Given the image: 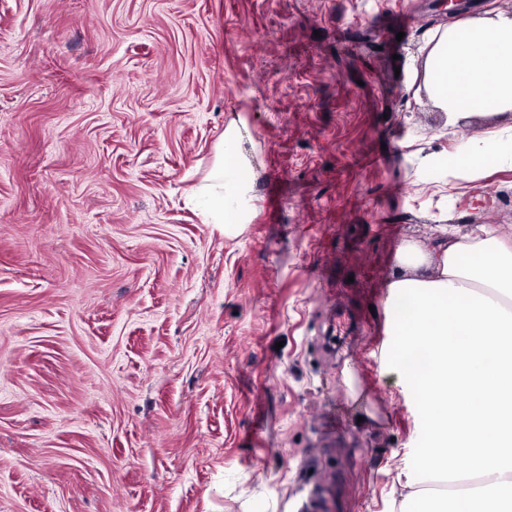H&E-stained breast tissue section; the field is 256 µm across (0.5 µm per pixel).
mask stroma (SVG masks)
I'll use <instances>...</instances> for the list:
<instances>
[{
	"label": "stroma",
	"instance_id": "1",
	"mask_svg": "<svg viewBox=\"0 0 512 512\" xmlns=\"http://www.w3.org/2000/svg\"><path fill=\"white\" fill-rule=\"evenodd\" d=\"M436 0H0V512H403L405 246L512 239L425 82ZM244 120L256 216L189 203ZM485 147L481 167L454 160Z\"/></svg>",
	"mask_w": 512,
	"mask_h": 512
}]
</instances>
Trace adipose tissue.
Wrapping results in <instances>:
<instances>
[{
	"instance_id": "ef3b65f1",
	"label": "adipose tissue",
	"mask_w": 512,
	"mask_h": 512,
	"mask_svg": "<svg viewBox=\"0 0 512 512\" xmlns=\"http://www.w3.org/2000/svg\"><path fill=\"white\" fill-rule=\"evenodd\" d=\"M434 106L449 119L512 112V16L438 29L427 55ZM229 124L205 184V221L239 233L253 214L254 176ZM387 285L390 361L428 409L425 451L471 455L477 482H457L448 512H512V246L491 228L449 231L434 269Z\"/></svg>"
}]
</instances>
